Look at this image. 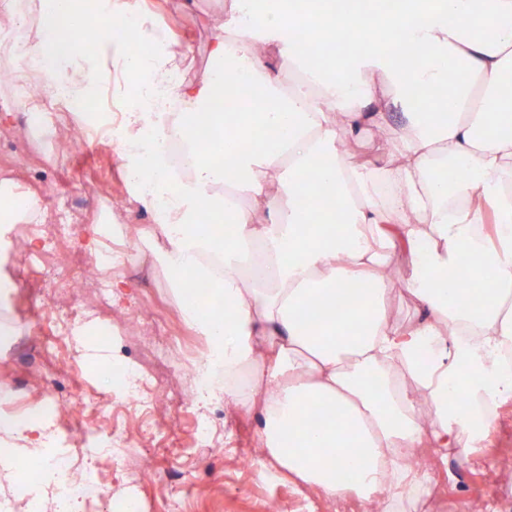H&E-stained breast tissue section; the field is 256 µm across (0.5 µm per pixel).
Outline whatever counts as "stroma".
<instances>
[{
	"instance_id": "obj_1",
	"label": "stroma",
	"mask_w": 512,
	"mask_h": 512,
	"mask_svg": "<svg viewBox=\"0 0 512 512\" xmlns=\"http://www.w3.org/2000/svg\"><path fill=\"white\" fill-rule=\"evenodd\" d=\"M155 13V35L177 36L193 49L180 77L192 84L200 81L208 68V50L212 41L211 20L227 13L231 0H146ZM20 95L14 88L0 84V139H10L18 146L20 163L9 165L16 180L32 184L41 207L55 216L67 203L80 201L73 214L77 225L74 244L85 247L97 218L111 217L116 224L150 223L151 212L135 201L123 179L124 162L120 156H107L98 145L73 154H47L32 141L28 128L21 122L24 115L18 104ZM15 278L18 289L7 318L17 327L14 346L0 347V384L7 387L18 403H33L34 397L20 389L30 367L43 368V380L55 385L59 368L40 353L44 336L52 328L38 310V290L42 275L17 264H0V274ZM126 286L113 296L108 313L88 311L83 324L73 330L66 341V354L79 370V377L66 387V396L75 401L94 402L102 411L121 408L123 394L119 388L106 387L102 379L108 366L131 364L143 372L155 373V366L143 358L136 345L138 334L149 325L150 314L164 319L172 335L184 337L194 352L205 349L203 342L182 322L174 301L160 274L150 261L137 260L124 266ZM111 328L106 340H99L96 327ZM103 344V364H93L89 346ZM195 382L190 378L170 376L164 379L162 393L168 401L180 402L177 416L161 419L153 434L142 432L144 416L126 413L121 421L136 444L137 452L154 463L150 481L132 485L121 475L111 458L100 457L90 450L87 467L97 472L89 488L90 502L82 512H123L128 498H135L142 512H172L174 500H182L183 512H267L270 500H279L284 512H308L315 500L302 484L281 477L274 470L256 465L242 469L241 452L257 448L262 421L258 414L241 415L233 406H225L223 416L200 409L195 399ZM210 423L211 445L193 447L191 435L196 421ZM481 468H474V460ZM432 482L446 484L451 499L437 508L430 497L408 506L409 512H470L474 500H494L496 512H512V400L500 404L493 424L481 443L473 445L469 455L449 449L444 461L429 472Z\"/></svg>"
}]
</instances>
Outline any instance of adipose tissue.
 Wrapping results in <instances>:
<instances>
[{"instance_id": "1", "label": "adipose tissue", "mask_w": 512, "mask_h": 512, "mask_svg": "<svg viewBox=\"0 0 512 512\" xmlns=\"http://www.w3.org/2000/svg\"><path fill=\"white\" fill-rule=\"evenodd\" d=\"M340 0H233L200 84L179 85L177 111L129 107L115 144L129 168L164 179L167 222L136 231L207 354L200 405L259 409V446L288 478L325 498L402 512L431 493L415 468L469 448L463 411L512 399V0H399L395 10ZM148 55L126 43L108 58L120 76L168 85L189 45L157 40L143 0H117ZM74 0H24L26 54L7 70L80 98L98 69L71 35ZM332 46L326 61L313 42ZM277 50L283 69L264 61ZM404 120L391 129L389 115ZM389 133L386 159L351 163L363 124ZM186 149L173 172L168 139ZM464 169L447 182L439 173ZM267 210L257 222L242 206ZM495 218L496 235L487 232ZM235 225L233 239L217 230ZM409 257L398 281L424 317L394 320L389 256ZM481 255L483 305L452 286ZM209 280L224 317L189 307L185 281ZM353 282L355 295L336 291ZM330 423L309 426L311 406ZM44 426L0 415V444L35 455ZM336 458L327 467L324 455Z\"/></svg>"}]
</instances>
